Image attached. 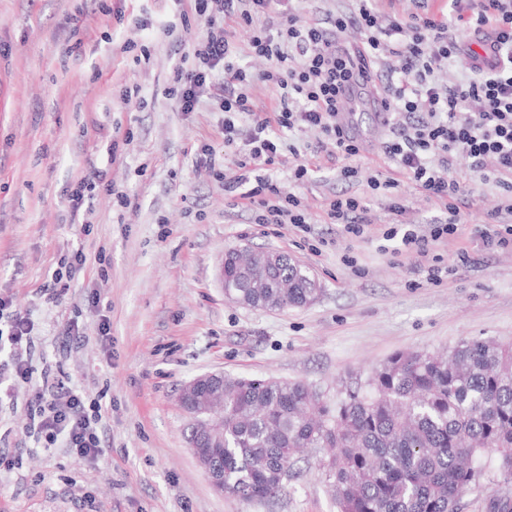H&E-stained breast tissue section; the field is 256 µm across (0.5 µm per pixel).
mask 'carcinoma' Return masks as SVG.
Returning a JSON list of instances; mask_svg holds the SVG:
<instances>
[{
	"label": "carcinoma",
	"instance_id": "1",
	"mask_svg": "<svg viewBox=\"0 0 512 512\" xmlns=\"http://www.w3.org/2000/svg\"><path fill=\"white\" fill-rule=\"evenodd\" d=\"M224 262L236 303L286 310L318 293L282 252L229 248ZM215 443L228 495L276 497L304 449L327 448L338 512H461L485 462L512 481V344L476 338L446 356L396 353L334 403L302 381L226 374Z\"/></svg>",
	"mask_w": 512,
	"mask_h": 512
}]
</instances>
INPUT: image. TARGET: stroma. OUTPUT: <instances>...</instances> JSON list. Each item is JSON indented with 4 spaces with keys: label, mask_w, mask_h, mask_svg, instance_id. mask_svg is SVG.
I'll return each mask as SVG.
<instances>
[{
    "label": "stroma",
    "mask_w": 512,
    "mask_h": 512,
    "mask_svg": "<svg viewBox=\"0 0 512 512\" xmlns=\"http://www.w3.org/2000/svg\"><path fill=\"white\" fill-rule=\"evenodd\" d=\"M144 15L152 27H138ZM178 17L174 0H0V295L34 322L33 366L51 364L99 399L105 449L95 463L60 448L33 452L20 429L31 392L20 389L19 408L0 409V450L19 461L0 474V512H337L321 448L308 450L275 498L217 493L188 448L182 386L221 371L299 380L332 402L400 351L512 343V251L481 249L477 234L511 193L459 163L458 179L475 190L460 204V234L429 255L395 256L380 250L383 231L397 219L434 222L433 201L401 184L402 216L377 198L365 234L351 238L321 219L324 200L347 187L340 161L319 154L311 179L296 184L288 156L272 177L303 197L316 224L306 234L253 223L220 176L231 164L220 88L205 89L188 114L167 93L200 32L192 22L164 34ZM355 127L365 163L391 175L375 115L358 113ZM206 147L214 165L200 161ZM96 175L111 191L94 196L83 223H68V189ZM237 246L292 255L317 279L315 301L280 312L227 300L218 265ZM77 249L87 261L70 292L49 298L43 286ZM465 250L473 264L429 280L433 255L450 263ZM71 323L79 335H66Z\"/></svg>",
    "instance_id": "35a3bbf8"
}]
</instances>
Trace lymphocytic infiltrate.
Listing matches in <instances>:
<instances>
[{
	"mask_svg": "<svg viewBox=\"0 0 512 512\" xmlns=\"http://www.w3.org/2000/svg\"><path fill=\"white\" fill-rule=\"evenodd\" d=\"M354 2L353 12L336 14L325 27L304 20L293 0H194V15L206 32L192 44L189 67L175 69L172 93L188 113L196 111L204 88L221 85L224 144L234 150L233 165L224 172L226 190L253 212L255 223L289 224L307 233L310 210L270 172L280 162L285 133L310 128L344 159L341 180H358L351 160L361 146L337 117L350 107L346 91L356 65H364L385 97L389 137L383 153L400 176L369 177L368 195L334 196L323 212L329 223L361 237L371 222L372 197L391 195V210L402 214L398 188L408 182L440 204L445 216L425 229L388 228L383 237L393 242L394 255L421 256L459 232L458 199L466 192L456 175L459 161H467L481 181L512 189V0H448L442 15L433 11L432 0H414V11L399 16L387 12L385 0ZM229 23L248 32L265 69L254 72L236 62ZM459 25L472 37L494 35L497 59L491 67L478 66L473 52L452 37ZM351 27L360 31V40L342 42L340 33ZM451 65L464 69L466 79L439 82V72ZM259 83L278 89L274 110H253L249 92ZM243 120L249 132L242 139ZM32 332L29 315L0 297V402L16 405L19 388H31L22 423L26 436L46 450L59 446L99 459L100 410H87L85 392L66 384L51 366L34 369Z\"/></svg>",
	"mask_w": 512,
	"mask_h": 512,
	"instance_id": "1",
	"label": "lymphocytic infiltrate"
}]
</instances>
